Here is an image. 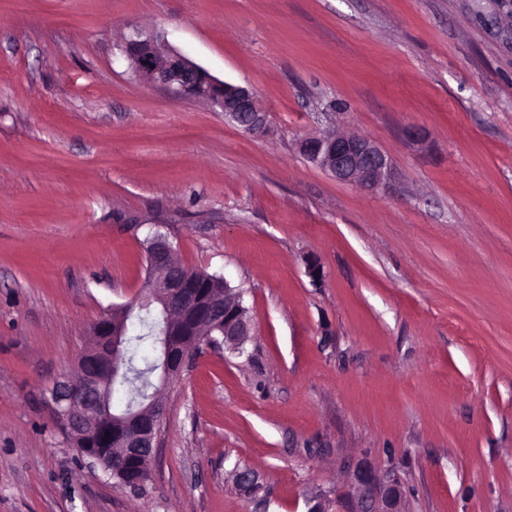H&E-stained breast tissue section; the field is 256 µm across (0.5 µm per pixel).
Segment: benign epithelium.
I'll use <instances>...</instances> for the list:
<instances>
[{"label":"benign epithelium","mask_w":512,"mask_h":512,"mask_svg":"<svg viewBox=\"0 0 512 512\" xmlns=\"http://www.w3.org/2000/svg\"><path fill=\"white\" fill-rule=\"evenodd\" d=\"M143 42L149 45L148 51L131 52ZM124 55L138 75L183 94L204 89L207 101L224 112V119L253 136L265 133L266 109L254 92L216 80L174 50L165 37L130 39L125 43ZM298 147L309 162L340 182L368 191L393 187L391 159L365 137L323 133L303 138ZM148 264L150 275L134 303L160 319L165 336L159 349V384L148 402L125 412L112 408L111 383L122 374L117 357L127 324L113 319L110 313L94 325L76 375L56 382L49 397L58 425L77 441V449L96 464L102 463L103 457L93 443L118 449L119 461L136 466L138 486L149 477L158 448L163 387L187 367L202 342H214L213 332H220L225 345L238 349L249 330L240 290L227 281L222 294L205 290L189 268L180 265L175 250L165 240L150 242ZM403 502L400 477L381 471L368 459H360L348 471L346 485L316 494L308 512H405Z\"/></svg>","instance_id":"benign-epithelium-1"}]
</instances>
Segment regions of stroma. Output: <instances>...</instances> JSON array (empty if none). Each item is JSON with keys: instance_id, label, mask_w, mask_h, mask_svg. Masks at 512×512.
Instances as JSON below:
<instances>
[{"instance_id": "obj_1", "label": "stroma", "mask_w": 512, "mask_h": 512, "mask_svg": "<svg viewBox=\"0 0 512 512\" xmlns=\"http://www.w3.org/2000/svg\"><path fill=\"white\" fill-rule=\"evenodd\" d=\"M136 32L251 88L267 133L135 76ZM329 131L393 190L299 153ZM157 235L250 331L170 380L134 492L46 395ZM362 457L406 512H512V0H0V512H307ZM300 153L337 181L368 191L391 190L394 168L373 141L354 134L323 133L303 138Z\"/></svg>"}]
</instances>
